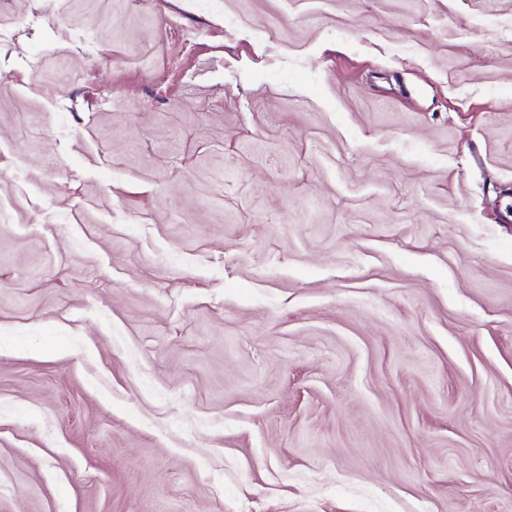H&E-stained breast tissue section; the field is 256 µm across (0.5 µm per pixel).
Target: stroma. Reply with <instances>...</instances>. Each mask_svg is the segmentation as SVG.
Here are the masks:
<instances>
[{
    "mask_svg": "<svg viewBox=\"0 0 512 512\" xmlns=\"http://www.w3.org/2000/svg\"><path fill=\"white\" fill-rule=\"evenodd\" d=\"M512 0H0V512H512Z\"/></svg>",
    "mask_w": 512,
    "mask_h": 512,
    "instance_id": "35a3bbf8",
    "label": "stroma"
}]
</instances>
